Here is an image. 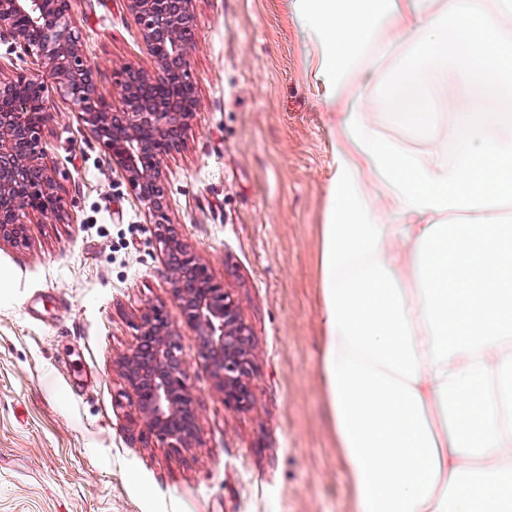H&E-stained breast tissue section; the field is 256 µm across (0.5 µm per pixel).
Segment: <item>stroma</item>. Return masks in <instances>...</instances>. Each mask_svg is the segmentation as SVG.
Segmentation results:
<instances>
[{
	"label": "stroma",
	"mask_w": 512,
	"mask_h": 512,
	"mask_svg": "<svg viewBox=\"0 0 512 512\" xmlns=\"http://www.w3.org/2000/svg\"><path fill=\"white\" fill-rule=\"evenodd\" d=\"M195 117L166 158L168 214L254 339L256 405L224 404L170 306L196 439L140 434L119 369L134 323L170 298L151 218L79 112L50 93L43 131L65 223L0 244V512H355L322 372V226L336 104L297 0H193ZM94 77L157 68L125 0H73ZM43 79L10 40L0 80Z\"/></svg>",
	"instance_id": "1"
}]
</instances>
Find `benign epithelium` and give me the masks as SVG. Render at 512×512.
<instances>
[{"mask_svg":"<svg viewBox=\"0 0 512 512\" xmlns=\"http://www.w3.org/2000/svg\"><path fill=\"white\" fill-rule=\"evenodd\" d=\"M72 0H0V38L34 56L50 83L28 79L33 94L0 81V243L27 239L33 211L27 194L40 195L46 220L61 219L60 197L44 160L49 87L81 112L90 133L122 168L136 198L153 219L155 237L171 273L170 296L196 331L199 354L237 411L254 408V338L232 295L169 222L162 164L191 125L196 87L189 45L195 33L192 0H126L143 42L158 61L148 74L126 66L118 83L119 105L105 100L71 13ZM176 77L186 95L144 98L151 87ZM137 343L120 358L121 375L135 396L141 434L176 451L196 438L195 394L173 334L167 302L150 304L135 325Z\"/></svg>","mask_w":512,"mask_h":512,"instance_id":"benign-epithelium-1","label":"benign epithelium"}]
</instances>
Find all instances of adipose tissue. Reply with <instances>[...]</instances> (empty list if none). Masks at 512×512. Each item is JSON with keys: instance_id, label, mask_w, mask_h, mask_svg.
Returning a JSON list of instances; mask_svg holds the SVG:
<instances>
[{"instance_id": "adipose-tissue-1", "label": "adipose tissue", "mask_w": 512, "mask_h": 512, "mask_svg": "<svg viewBox=\"0 0 512 512\" xmlns=\"http://www.w3.org/2000/svg\"><path fill=\"white\" fill-rule=\"evenodd\" d=\"M299 3L350 90L322 370L356 512H512V0Z\"/></svg>"}]
</instances>
